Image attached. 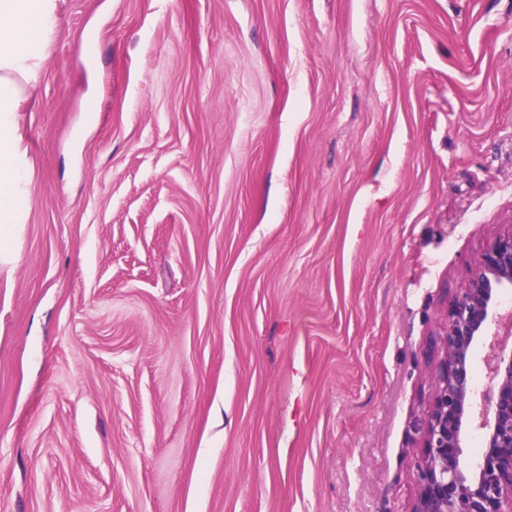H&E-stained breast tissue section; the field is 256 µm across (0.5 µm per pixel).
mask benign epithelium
<instances>
[{
	"instance_id": "benign-epithelium-1",
	"label": "benign epithelium",
	"mask_w": 512,
	"mask_h": 512,
	"mask_svg": "<svg viewBox=\"0 0 512 512\" xmlns=\"http://www.w3.org/2000/svg\"><path fill=\"white\" fill-rule=\"evenodd\" d=\"M512 290V228L476 262L448 305L431 401L421 422L422 456L411 512H512V351L496 350L490 336L512 335V311L501 296ZM489 383L478 387V348ZM480 435L476 461L464 454L468 435Z\"/></svg>"
}]
</instances>
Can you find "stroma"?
I'll use <instances>...</instances> for the list:
<instances>
[{
    "label": "stroma",
    "instance_id": "obj_1",
    "mask_svg": "<svg viewBox=\"0 0 512 512\" xmlns=\"http://www.w3.org/2000/svg\"><path fill=\"white\" fill-rule=\"evenodd\" d=\"M16 137L0 512H411L512 0H57Z\"/></svg>",
    "mask_w": 512,
    "mask_h": 512
}]
</instances>
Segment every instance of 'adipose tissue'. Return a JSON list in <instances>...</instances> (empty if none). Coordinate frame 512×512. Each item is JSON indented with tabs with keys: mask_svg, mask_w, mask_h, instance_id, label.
Instances as JSON below:
<instances>
[{
	"mask_svg": "<svg viewBox=\"0 0 512 512\" xmlns=\"http://www.w3.org/2000/svg\"><path fill=\"white\" fill-rule=\"evenodd\" d=\"M56 0H0V223L22 207L13 166L16 115L38 67L39 46L53 28Z\"/></svg>",
	"mask_w": 512,
	"mask_h": 512,
	"instance_id": "1",
	"label": "adipose tissue"
}]
</instances>
